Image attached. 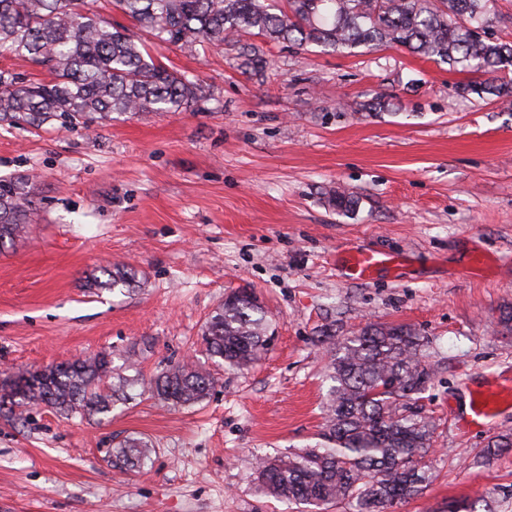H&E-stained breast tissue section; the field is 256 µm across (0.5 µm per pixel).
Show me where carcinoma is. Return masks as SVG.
Instances as JSON below:
<instances>
[{"instance_id": "carcinoma-1", "label": "carcinoma", "mask_w": 512, "mask_h": 512, "mask_svg": "<svg viewBox=\"0 0 512 512\" xmlns=\"http://www.w3.org/2000/svg\"><path fill=\"white\" fill-rule=\"evenodd\" d=\"M494 0H109L113 9L148 30L158 44L192 48L238 45L244 64H263L262 48L243 41L316 45L326 51L403 47L448 70L476 76L457 92L491 95L512 107V86L499 73L512 69V43L492 33ZM0 51L44 69L48 78L24 84L0 70V120L62 127L112 119V113L182 112L203 97L200 83L158 62L148 45L115 26L89 0H0ZM33 176L0 178V244L27 234ZM121 264L101 268L91 288L128 285ZM269 319L257 296L235 290L203 330L206 360L232 370L256 364L267 346ZM332 382L324 403L322 443L288 455L261 458L257 479L269 494L323 510L345 502L349 512H395L423 494L434 479L426 457L438 424L422 403L432 380L424 338L406 324H368L354 336L320 339ZM139 385L171 406L205 400L215 386L206 365L178 363L145 383L114 372L112 357L97 354L36 370L0 394V413L18 420L33 405L60 416L112 412L116 398ZM118 468L150 458L152 445L119 443ZM512 451V434L490 438L488 464ZM448 512H495L478 496L448 504Z\"/></svg>"}]
</instances>
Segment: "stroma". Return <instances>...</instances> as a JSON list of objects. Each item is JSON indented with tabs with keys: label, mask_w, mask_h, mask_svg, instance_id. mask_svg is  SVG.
Wrapping results in <instances>:
<instances>
[{
	"label": "stroma",
	"mask_w": 512,
	"mask_h": 512,
	"mask_svg": "<svg viewBox=\"0 0 512 512\" xmlns=\"http://www.w3.org/2000/svg\"><path fill=\"white\" fill-rule=\"evenodd\" d=\"M262 72L233 44L156 47L207 98L187 112L113 115L90 128L0 120V177L35 175L26 236L0 245V382L92 354L150 379L194 358L227 294L252 290L271 326L266 353L218 370L211 395L170 408L134 388L108 417L32 407L0 417V512H296L268 495L256 463L317 444L328 387L319 336L370 322L423 336L437 419L426 492L397 512L512 485V453L475 456L512 433L465 426L464 397L512 378V109L450 93L457 74L402 48L321 53L262 46ZM396 99L378 112L376 97ZM353 211L336 212V191ZM399 254V271L349 275L346 252ZM489 257L470 267L473 253ZM129 288L88 287L108 262ZM144 465H112L129 437Z\"/></svg>",
	"instance_id": "stroma-1"
}]
</instances>
